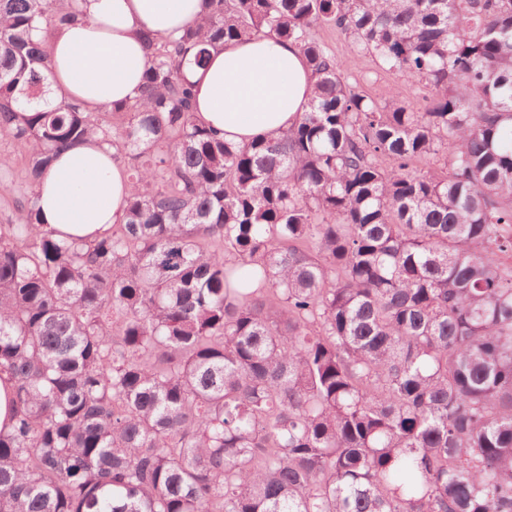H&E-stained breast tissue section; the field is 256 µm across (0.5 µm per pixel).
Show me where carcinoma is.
<instances>
[{"mask_svg": "<svg viewBox=\"0 0 512 512\" xmlns=\"http://www.w3.org/2000/svg\"><path fill=\"white\" fill-rule=\"evenodd\" d=\"M204 2L93 112L32 39L78 0H0V512H512V0ZM324 26L428 104L355 90ZM260 33L316 96L232 145L183 69ZM97 133L126 221L57 240L37 179ZM15 407L12 403V382L7 375L0 378V430H7L12 422Z\"/></svg>", "mask_w": 512, "mask_h": 512, "instance_id": "cac0c4a2", "label": "carcinoma"}]
</instances>
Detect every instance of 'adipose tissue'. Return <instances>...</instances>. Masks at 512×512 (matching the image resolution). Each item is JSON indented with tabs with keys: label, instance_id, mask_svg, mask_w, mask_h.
<instances>
[{
	"label": "adipose tissue",
	"instance_id": "adipose-tissue-1",
	"mask_svg": "<svg viewBox=\"0 0 512 512\" xmlns=\"http://www.w3.org/2000/svg\"><path fill=\"white\" fill-rule=\"evenodd\" d=\"M80 2L81 18L48 39L46 75L59 100L89 110L137 97L148 61L143 30L175 35L203 10V0ZM185 76L198 119L239 145L282 135L315 96L300 50L270 35L211 49L206 64ZM114 153L94 135L54 159L37 186L44 230L89 242L123 223L131 183Z\"/></svg>",
	"mask_w": 512,
	"mask_h": 512
}]
</instances>
